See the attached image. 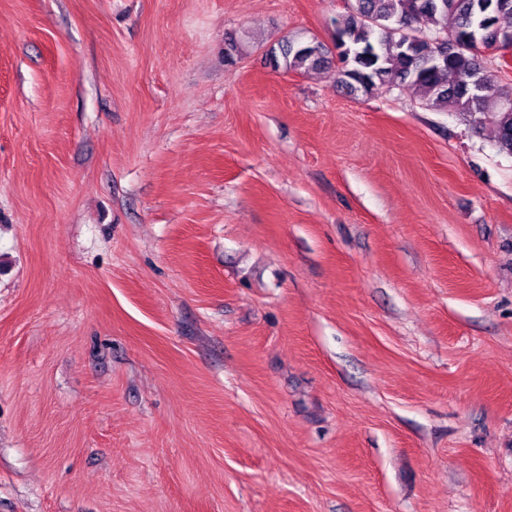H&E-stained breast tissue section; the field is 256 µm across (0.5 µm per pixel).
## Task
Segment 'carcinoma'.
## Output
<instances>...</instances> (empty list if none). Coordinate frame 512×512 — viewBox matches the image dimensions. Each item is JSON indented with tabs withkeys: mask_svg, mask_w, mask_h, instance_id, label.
<instances>
[{
	"mask_svg": "<svg viewBox=\"0 0 512 512\" xmlns=\"http://www.w3.org/2000/svg\"><path fill=\"white\" fill-rule=\"evenodd\" d=\"M505 18H512V0H347L346 11L333 20L336 82L352 95L409 83L431 110L490 113L499 148L512 153V106L500 102L480 50L440 49L436 55L444 60L426 64L419 59L422 48L398 33L409 29L444 42L475 34L489 48L490 33L505 30ZM280 56L288 71L307 73L328 64L326 48L314 39H287L271 52L274 64Z\"/></svg>",
	"mask_w": 512,
	"mask_h": 512,
	"instance_id": "cac0c4a2",
	"label": "carcinoma"
}]
</instances>
